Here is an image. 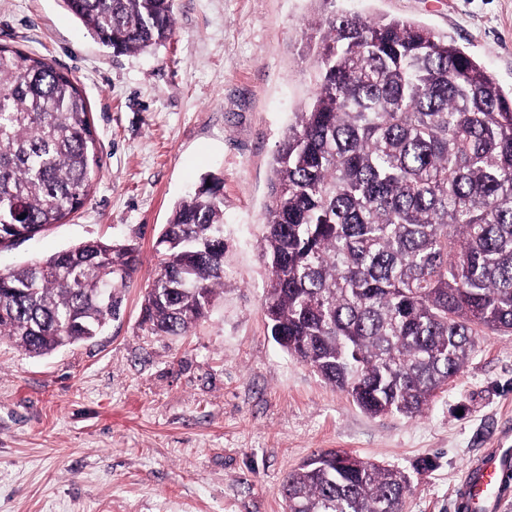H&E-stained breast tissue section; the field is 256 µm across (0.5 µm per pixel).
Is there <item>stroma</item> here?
Segmentation results:
<instances>
[{"label":"stroma","mask_w":512,"mask_h":512,"mask_svg":"<svg viewBox=\"0 0 512 512\" xmlns=\"http://www.w3.org/2000/svg\"><path fill=\"white\" fill-rule=\"evenodd\" d=\"M354 13L447 35L512 94V0H174L172 39L125 54L61 0H0V43L78 83L102 157L84 206L0 250V272L90 239L140 250L98 336L42 357L0 339V512H287L285 477L328 450L405 473L404 512H454L464 463L512 435V335L485 332L405 418L365 414L267 328L271 162L312 91L301 32ZM210 173L224 179V292L188 334H152L154 242Z\"/></svg>","instance_id":"stroma-1"}]
</instances>
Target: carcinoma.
<instances>
[{"instance_id": "cac0c4a2", "label": "carcinoma", "mask_w": 512, "mask_h": 512, "mask_svg": "<svg viewBox=\"0 0 512 512\" xmlns=\"http://www.w3.org/2000/svg\"><path fill=\"white\" fill-rule=\"evenodd\" d=\"M116 54L164 45L173 0H62ZM311 101L274 156L261 245L273 340L372 416L412 418L490 330L512 333V98L422 25L326 18ZM87 101L47 59L0 46V236L80 209L101 168ZM25 218H20V215ZM141 324L188 333L224 292L223 181L160 232ZM139 266L89 240L0 273V338L34 356L99 334ZM408 479L344 451L283 482L288 512H404Z\"/></svg>"}]
</instances>
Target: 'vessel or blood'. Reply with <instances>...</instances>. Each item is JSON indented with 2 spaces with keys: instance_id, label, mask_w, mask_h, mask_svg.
Returning a JSON list of instances; mask_svg holds the SVG:
<instances>
[{
  "instance_id": "obj_1",
  "label": "vessel or blood",
  "mask_w": 512,
  "mask_h": 512,
  "mask_svg": "<svg viewBox=\"0 0 512 512\" xmlns=\"http://www.w3.org/2000/svg\"><path fill=\"white\" fill-rule=\"evenodd\" d=\"M512 498V465L499 449H488L468 461L455 491L461 512H500L505 500Z\"/></svg>"
}]
</instances>
